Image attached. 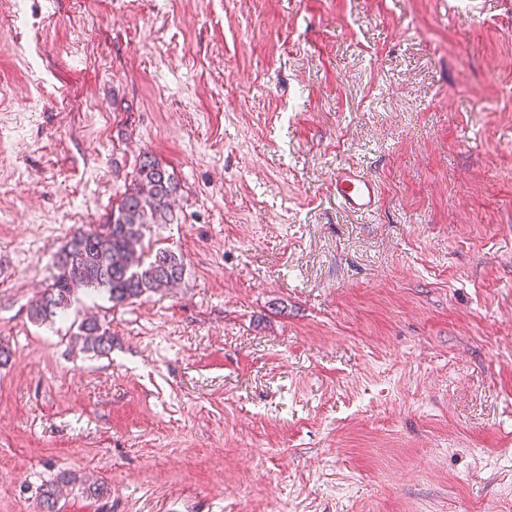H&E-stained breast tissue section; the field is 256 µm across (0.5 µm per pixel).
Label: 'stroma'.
I'll return each instance as SVG.
<instances>
[{
  "mask_svg": "<svg viewBox=\"0 0 512 512\" xmlns=\"http://www.w3.org/2000/svg\"><path fill=\"white\" fill-rule=\"evenodd\" d=\"M147 157L183 280L30 321ZM0 346V512H512V0H0ZM337 202L358 214H371L375 210L378 188L374 180L350 168H341L334 179ZM77 338L81 340L83 348L98 356L112 352V333L95 318H85L80 323Z\"/></svg>",
  "mask_w": 512,
  "mask_h": 512,
  "instance_id": "stroma-1",
  "label": "stroma"
}]
</instances>
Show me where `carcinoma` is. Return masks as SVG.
Here are the masks:
<instances>
[{
    "label": "carcinoma",
    "instance_id": "1",
    "mask_svg": "<svg viewBox=\"0 0 512 512\" xmlns=\"http://www.w3.org/2000/svg\"><path fill=\"white\" fill-rule=\"evenodd\" d=\"M179 191L172 174L144 159L106 223L78 226L53 256L50 282L30 305V320L42 324L64 314L81 290L103 291L122 305L178 284L184 274L181 257L166 249L149 254L143 240L151 226L173 221ZM77 338L98 356L112 352V333L94 318L80 323ZM58 495L57 486L42 489L41 512H57Z\"/></svg>",
    "mask_w": 512,
    "mask_h": 512
}]
</instances>
